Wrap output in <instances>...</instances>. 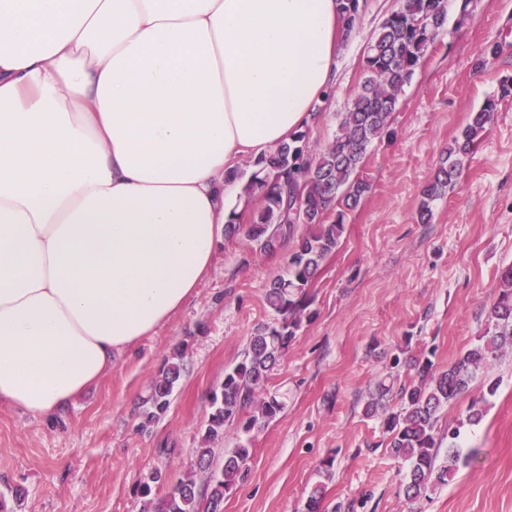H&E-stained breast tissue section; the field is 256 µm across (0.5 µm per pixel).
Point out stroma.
I'll return each instance as SVG.
<instances>
[{
    "label": "stroma",
    "instance_id": "obj_1",
    "mask_svg": "<svg viewBox=\"0 0 512 512\" xmlns=\"http://www.w3.org/2000/svg\"><path fill=\"white\" fill-rule=\"evenodd\" d=\"M402 0H363L338 57L335 84L308 127L322 147L339 132L363 80L372 35ZM498 44L481 61V49ZM512 78V0H448L436 45L405 85L387 131L368 147L371 189L323 263L311 305L268 387L284 411L254 438L246 479L224 512H304L322 484L324 512H512V350L479 372L466 396L438 413L447 434L464 419L485 379L499 382L481 421L463 430L478 456L429 498L409 502L404 470L389 454L381 419L364 408L378 380H414L410 360L445 369L487 327L500 272L512 265V97L502 101L456 183L419 223L422 193L443 152ZM288 249L224 240L209 276L156 333L113 362L65 412L34 418L0 406V495L23 493L22 512H142L137 491L151 472L175 483L189 469L210 413V393L274 316L270 282L288 271ZM181 377L168 412L143 424L139 403L169 359ZM333 459L330 474L322 463Z\"/></svg>",
    "mask_w": 512,
    "mask_h": 512
}]
</instances>
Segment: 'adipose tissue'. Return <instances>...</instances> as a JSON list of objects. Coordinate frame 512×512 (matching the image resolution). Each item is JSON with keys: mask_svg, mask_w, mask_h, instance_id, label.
Wrapping results in <instances>:
<instances>
[{"mask_svg": "<svg viewBox=\"0 0 512 512\" xmlns=\"http://www.w3.org/2000/svg\"><path fill=\"white\" fill-rule=\"evenodd\" d=\"M336 0H0V405L66 411L207 277L224 173L314 121Z\"/></svg>", "mask_w": 512, "mask_h": 512, "instance_id": "adipose-tissue-1", "label": "adipose tissue"}]
</instances>
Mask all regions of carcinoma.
I'll return each mask as SVG.
<instances>
[{
    "label": "carcinoma",
    "instance_id": "1",
    "mask_svg": "<svg viewBox=\"0 0 512 512\" xmlns=\"http://www.w3.org/2000/svg\"><path fill=\"white\" fill-rule=\"evenodd\" d=\"M347 29L357 24L359 0H340ZM447 15L446 0H404L370 41L363 62L364 78L344 113L339 133L325 148L309 150L307 132L272 153L252 161L254 172L245 188L257 201L245 236L259 251L273 254L294 242L288 272L275 278L265 293L274 322L251 336L242 359L224 371V381L211 394V412L199 448L196 466L170 491L156 493L162 476L150 474L139 486L142 512H224V500L248 473L252 434L263 430L285 408L283 399L267 390L278 359L301 328L309 306V288L323 262L344 233L345 218L368 192L369 184L357 176L367 148L388 128L399 94L411 81L429 47L436 44ZM512 96V85H502L498 98H489L471 113L468 123L448 146L432 181L423 192L419 219L431 218L430 202L459 177L463 159L472 155L501 101ZM488 328L462 352L448 369L438 371L430 359L413 362L418 383L400 389V407L383 414L391 456L405 467V496L415 502L448 484L458 465L473 459L478 450L462 455L461 428L476 425L482 409L471 404L466 419L448 428V452L439 456L441 438L437 414L470 389L477 371L493 365L504 347L512 348V265L499 275ZM180 378V366L160 370L141 402V416L149 424L164 415ZM392 375L376 384L377 401L366 414L378 412L379 402L391 390ZM238 423L243 433L234 447L221 451L224 427Z\"/></svg>",
    "mask_w": 512,
    "mask_h": 512
}]
</instances>
